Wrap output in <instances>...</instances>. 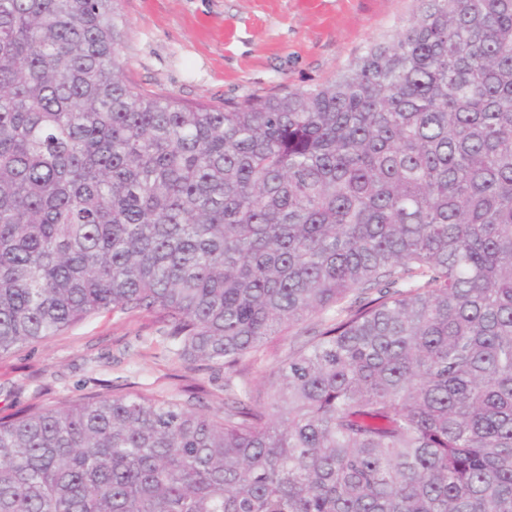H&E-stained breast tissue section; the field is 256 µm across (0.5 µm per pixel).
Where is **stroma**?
<instances>
[{
  "mask_svg": "<svg viewBox=\"0 0 512 512\" xmlns=\"http://www.w3.org/2000/svg\"><path fill=\"white\" fill-rule=\"evenodd\" d=\"M422 0H121L126 78L188 105L235 103L337 79L372 44L391 39ZM295 333L246 358L233 374L171 360L152 318L109 311L0 356V415L28 405L62 407L88 397L179 384L218 406L225 382L262 388Z\"/></svg>",
  "mask_w": 512,
  "mask_h": 512,
  "instance_id": "stroma-1",
  "label": "stroma"
}]
</instances>
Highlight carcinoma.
<instances>
[{"label": "carcinoma", "instance_id": "cac0c4a2", "mask_svg": "<svg viewBox=\"0 0 512 512\" xmlns=\"http://www.w3.org/2000/svg\"><path fill=\"white\" fill-rule=\"evenodd\" d=\"M120 0H0V356L104 310L262 398L0 417V512H512V0H424L338 79L187 107Z\"/></svg>", "mask_w": 512, "mask_h": 512}]
</instances>
